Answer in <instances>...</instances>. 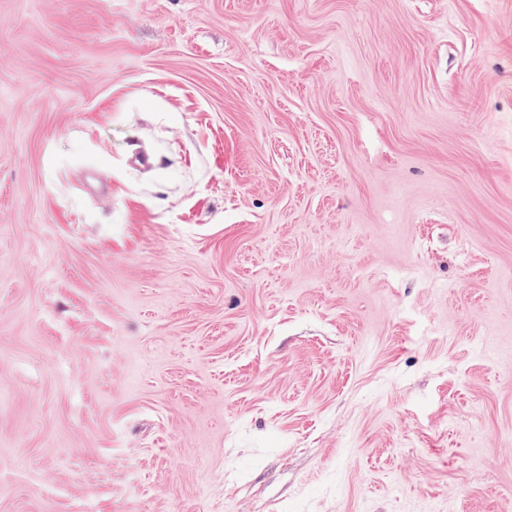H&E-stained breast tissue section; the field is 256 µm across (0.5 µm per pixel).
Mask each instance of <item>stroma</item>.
I'll return each mask as SVG.
<instances>
[{
    "label": "stroma",
    "mask_w": 512,
    "mask_h": 512,
    "mask_svg": "<svg viewBox=\"0 0 512 512\" xmlns=\"http://www.w3.org/2000/svg\"><path fill=\"white\" fill-rule=\"evenodd\" d=\"M0 512H512V0H0Z\"/></svg>",
    "instance_id": "35a3bbf8"
}]
</instances>
